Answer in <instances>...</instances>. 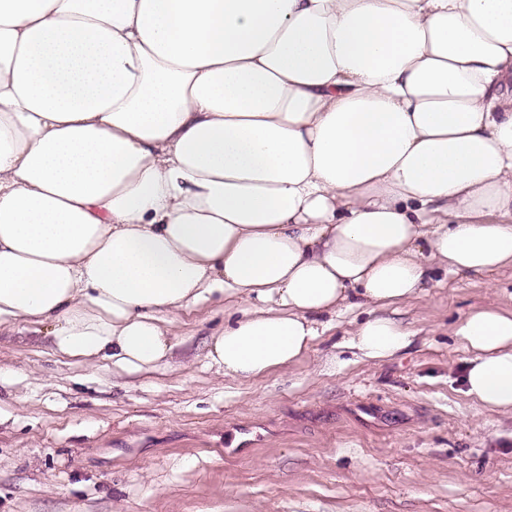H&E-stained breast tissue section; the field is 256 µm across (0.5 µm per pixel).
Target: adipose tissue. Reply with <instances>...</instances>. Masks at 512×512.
Listing matches in <instances>:
<instances>
[{
    "label": "adipose tissue",
    "mask_w": 512,
    "mask_h": 512,
    "mask_svg": "<svg viewBox=\"0 0 512 512\" xmlns=\"http://www.w3.org/2000/svg\"><path fill=\"white\" fill-rule=\"evenodd\" d=\"M436 264L512 266V0H0V331L133 375L247 299L206 353L247 383L353 307L403 350ZM455 334L512 411V311Z\"/></svg>",
    "instance_id": "obj_1"
}]
</instances>
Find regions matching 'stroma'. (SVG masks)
<instances>
[{
  "instance_id": "1",
  "label": "stroma",
  "mask_w": 512,
  "mask_h": 512,
  "mask_svg": "<svg viewBox=\"0 0 512 512\" xmlns=\"http://www.w3.org/2000/svg\"><path fill=\"white\" fill-rule=\"evenodd\" d=\"M512 309V269L435 272L399 307L392 357L344 341L337 316L300 362L250 383L205 342L252 302L204 303L174 326L168 364L121 375L56 356L44 332H0V512H512V413L466 394L453 326Z\"/></svg>"
}]
</instances>
